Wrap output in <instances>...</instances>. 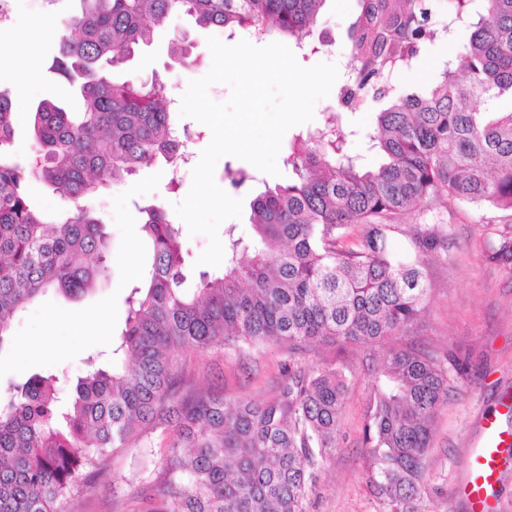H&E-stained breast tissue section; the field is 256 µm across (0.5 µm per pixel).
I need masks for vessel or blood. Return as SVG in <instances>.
<instances>
[{
	"mask_svg": "<svg viewBox=\"0 0 512 512\" xmlns=\"http://www.w3.org/2000/svg\"><path fill=\"white\" fill-rule=\"evenodd\" d=\"M500 415H486L479 421V436L469 452L465 476L458 486V495L464 500L467 512H497V506L488 495L500 475L503 447L512 445V434L501 430L500 416L512 415V399L503 398Z\"/></svg>",
	"mask_w": 512,
	"mask_h": 512,
	"instance_id": "1",
	"label": "vessel or blood"
}]
</instances>
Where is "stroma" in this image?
I'll return each instance as SVG.
<instances>
[{"label": "stroma", "mask_w": 512, "mask_h": 512, "mask_svg": "<svg viewBox=\"0 0 512 512\" xmlns=\"http://www.w3.org/2000/svg\"><path fill=\"white\" fill-rule=\"evenodd\" d=\"M78 8L77 0H13L10 20L0 22V52L6 54L16 50L11 39L14 25L29 27L48 17L57 32L56 37L44 41L33 58L37 85L23 111L14 114L13 153L20 161H30L33 156L32 119L40 100L53 101L70 111L76 108L68 84L49 73L48 67L59 51L64 21ZM359 13L357 0H328L314 30L315 37L324 40L325 46L304 59V66L332 63L345 68L350 46L348 29ZM470 34V28L464 25L452 41L427 48L416 68L396 77L397 87L430 84L446 57L459 56L460 47ZM179 35L187 36L193 45L192 62H180L170 54L171 41ZM210 35V30L196 26L192 17L174 16L151 44L113 69L111 76L122 82L156 75L164 84L166 96L180 99L189 81L204 76L211 67L207 46ZM173 121L193 135L189 161L175 169L165 165L141 168L126 184L112 186L91 199L92 208L112 238V251L106 258L108 275L93 293L81 299L68 300L50 291L17 315L12 341L0 348L1 385L24 381L35 373H51L57 376L59 392L65 396L91 364L111 363L112 337L125 324L126 299L148 270L150 246L141 230L137 207L157 203L173 209L188 194L192 171L212 139L210 129L195 119L177 115ZM341 122L360 131L348 142L349 155L366 166H378L381 157L370 150L364 137L375 126L371 106L342 113ZM404 221L441 225L448 237L447 257L431 258L425 264L432 296L410 337L434 352L444 364L458 358L467 362L465 374H448L450 394L433 424L419 507L421 512H465L456 489L477 438L476 421L512 394V270L490 260L486 248L491 225H512V210L434 202L406 215ZM101 310L108 320L103 337L75 318L79 312ZM19 338L36 340L38 355L18 360L15 341ZM380 354L377 346L340 349L317 345L297 355L299 361L309 364L336 361L348 382L339 422V444L321 467L310 496L309 512H384L370 486L368 452L363 445V427L377 381ZM289 357L281 346L262 347L244 359L227 350H209L193 355L194 368L187 373L186 381L196 388L220 392L230 404L242 398L268 400L277 392L281 368ZM153 444L155 450L150 454L136 446L116 454L104 476L88 477L86 489L65 503V512H136L143 499L158 493L155 478L165 451L161 437H154Z\"/></svg>", "instance_id": "stroma-1"}]
</instances>
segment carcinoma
I'll return each instance as SVG.
<instances>
[{"label":"carcinoma","instance_id":"obj_1","mask_svg":"<svg viewBox=\"0 0 512 512\" xmlns=\"http://www.w3.org/2000/svg\"><path fill=\"white\" fill-rule=\"evenodd\" d=\"M49 71L75 87L84 110L72 119L46 100L34 110V160H14L13 112L0 92V349L17 313L53 290L79 299L106 278L109 238L85 201L140 167L185 158L190 140L171 119L160 78L115 82L104 69L130 59L176 14L232 40L279 36L308 54L327 0H79ZM350 62L336 100L347 112L376 105L370 149L384 162L368 169L348 155L349 137L331 124L296 135L284 157L296 179L265 187L250 201L260 246L228 230L224 273L186 285L179 228L151 204L142 229L151 241L143 283L126 299L112 366L78 379L71 398L58 378L34 374L0 393V512H63L104 473L112 456L152 435L165 436L161 498L149 512H308L323 462L337 448L346 377L334 363L288 360L276 397L234 405L218 393L184 387L186 353L215 347L244 352L281 344L391 342L363 428L371 479L386 512H420L432 426L448 397V369L406 339L432 288L424 258L438 256L437 224L395 222L426 200L512 209V110L480 99L512 97V0H358ZM476 18L439 80L398 93L392 79L418 64L428 45ZM39 179L73 207L51 219L29 202ZM235 190L257 173L224 167ZM411 252L395 253L392 232ZM489 257L512 268V225L494 228Z\"/></svg>","mask_w":512,"mask_h":512}]
</instances>
